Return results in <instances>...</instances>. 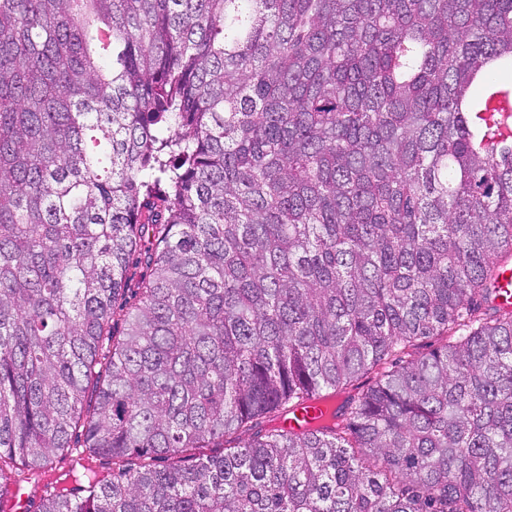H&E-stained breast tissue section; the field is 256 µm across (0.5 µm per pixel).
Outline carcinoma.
<instances>
[{
    "label": "carcinoma",
    "instance_id": "1",
    "mask_svg": "<svg viewBox=\"0 0 512 512\" xmlns=\"http://www.w3.org/2000/svg\"><path fill=\"white\" fill-rule=\"evenodd\" d=\"M506 128L512 0H0V512H512ZM495 304L506 310L512 309V268L503 267L499 280L494 285ZM321 405L315 401H306L299 405L293 412L297 420L288 419L287 428L293 429H305V428H315L319 421L318 416L320 415ZM304 422V423H303ZM302 423V424H301Z\"/></svg>",
    "mask_w": 512,
    "mask_h": 512
}]
</instances>
